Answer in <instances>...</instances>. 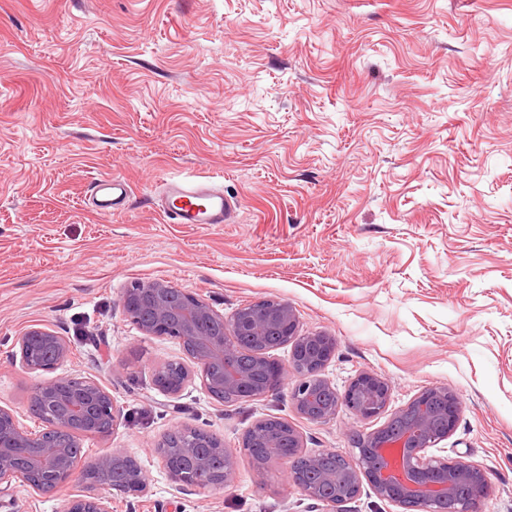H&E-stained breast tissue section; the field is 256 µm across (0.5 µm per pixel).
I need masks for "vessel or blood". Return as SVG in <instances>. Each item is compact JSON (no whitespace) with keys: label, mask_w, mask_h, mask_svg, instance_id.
I'll use <instances>...</instances> for the list:
<instances>
[{"label":"vessel or blood","mask_w":512,"mask_h":512,"mask_svg":"<svg viewBox=\"0 0 512 512\" xmlns=\"http://www.w3.org/2000/svg\"><path fill=\"white\" fill-rule=\"evenodd\" d=\"M130 194V186L117 177L98 178L93 183V203L103 212L111 211ZM232 207L222 186L211 177L193 174L171 179L161 204L163 214L173 224H225Z\"/></svg>","instance_id":"b4317fda"}]
</instances>
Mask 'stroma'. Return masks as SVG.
<instances>
[{"label": "stroma", "mask_w": 512, "mask_h": 512, "mask_svg": "<svg viewBox=\"0 0 512 512\" xmlns=\"http://www.w3.org/2000/svg\"><path fill=\"white\" fill-rule=\"evenodd\" d=\"M220 177L234 223L172 224L161 183ZM120 176L109 215L89 183ZM163 281L223 316L274 298L304 332L336 339L324 377L391 389L369 421L306 420L277 393L225 404L200 380L172 396L156 369L181 342L144 335L121 296ZM68 342L61 374L112 395L121 423L85 460L118 449L149 491L75 480L56 495L13 482L0 512H322L280 463L258 473L244 433L278 417L303 454L351 452L423 389L462 407L434 449L486 471L478 512H512V0H0V407L30 431L44 371L15 364L18 336ZM203 429L236 460L227 489L182 488L158 455ZM109 503L104 497L77 496L67 502L64 512H112Z\"/></svg>", "instance_id": "1"}]
</instances>
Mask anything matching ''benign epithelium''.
Instances as JSON below:
<instances>
[{
  "mask_svg": "<svg viewBox=\"0 0 512 512\" xmlns=\"http://www.w3.org/2000/svg\"><path fill=\"white\" fill-rule=\"evenodd\" d=\"M140 290L127 289L121 299L128 316L138 311ZM156 321L143 327L147 336L167 337L172 331V319H178L181 332L202 344V356L195 359L197 369H185V381L199 377L207 391H232L237 401L251 400L267 393L263 378L240 373L232 364L231 342L235 336H261L271 324H277L283 336L292 345L289 361H302L307 370H299L298 381L290 399L296 411L313 422H326L336 415L340 407L354 412L362 420L377 417L390 399V386L385 379L370 373H360L341 391H335L336 401L325 405L322 392L331 383L322 372L335 353V338L324 332L299 333L298 319L288 303L266 299L245 305L239 314L228 320L217 314L204 300L181 291V303L175 304L164 297L152 302ZM19 363L31 372L42 370L39 365V347L50 345L55 350L53 369H58L69 358L64 339L43 328H30L18 339ZM37 393L43 417L53 420L51 430L58 433H74L67 419L89 420L97 411L112 414V425H117L120 411L114 400L99 383L90 378L60 376L41 384ZM446 399L443 417L448 431L438 436L434 432V417L430 398ZM418 419L411 431L400 438H389L378 429L362 435L363 444L350 462V480L344 493L321 495L317 488L325 483H336V477L322 475L315 483L303 481L294 472L291 452L278 448L267 441L260 448L258 468L276 460L286 469L288 483L304 496L318 502L323 512H348L347 504L368 483L376 495L397 506L416 512H438L437 505L451 498L452 489L458 484H470L476 488L475 505L455 507L448 512H477L476 505L489 495L488 480L484 469L460 457L448 459L429 453V449L452 435L459 423L461 403L458 396L443 386L422 390L411 402ZM37 440L17 420L13 413L0 408V486H11L15 479L43 496L54 495L62 486L75 478L76 464L66 456L64 448H46L34 459L31 466L21 470L16 466L20 449ZM158 453L170 480L179 486L209 488L214 491L228 487L236 477V463L226 456L224 478L216 485L209 481L206 461L196 457L188 447L160 448ZM125 455L114 449L91 460L89 471H107ZM118 491L142 496L148 491V478L141 469L135 471L128 483ZM64 512H111L109 501L103 497L70 499Z\"/></svg>",
  "mask_w": 512,
  "mask_h": 512,
  "instance_id": "1",
  "label": "benign epithelium"
}]
</instances>
